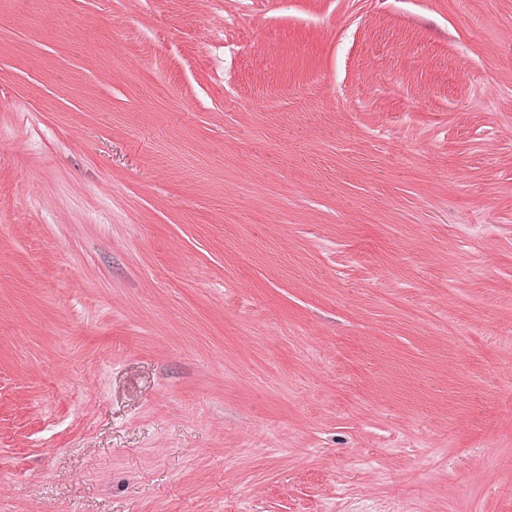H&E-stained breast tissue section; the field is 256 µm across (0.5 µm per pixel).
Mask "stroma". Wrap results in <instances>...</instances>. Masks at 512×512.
Listing matches in <instances>:
<instances>
[{"label": "stroma", "instance_id": "35a3bbf8", "mask_svg": "<svg viewBox=\"0 0 512 512\" xmlns=\"http://www.w3.org/2000/svg\"><path fill=\"white\" fill-rule=\"evenodd\" d=\"M511 393L512 0H0V512H512ZM344 511L347 512H401L404 506L399 501H383L370 494H361L352 498Z\"/></svg>", "mask_w": 512, "mask_h": 512}]
</instances>
